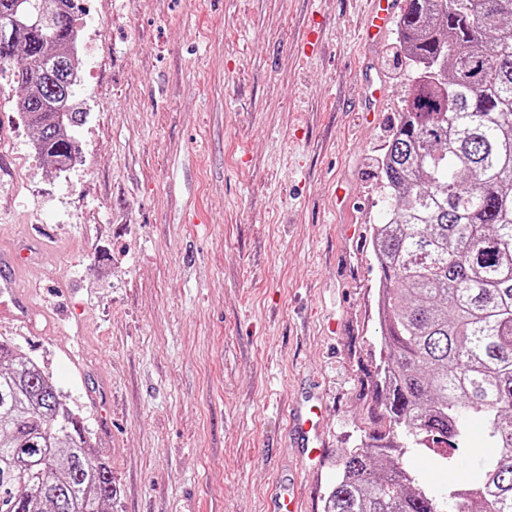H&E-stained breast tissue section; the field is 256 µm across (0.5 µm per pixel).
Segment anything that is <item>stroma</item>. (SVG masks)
Segmentation results:
<instances>
[{
  "instance_id": "35a3bbf8",
  "label": "stroma",
  "mask_w": 512,
  "mask_h": 512,
  "mask_svg": "<svg viewBox=\"0 0 512 512\" xmlns=\"http://www.w3.org/2000/svg\"><path fill=\"white\" fill-rule=\"evenodd\" d=\"M79 2L69 170L34 153L0 74V250L27 255L43 310L0 340L83 418L110 512H267L282 483L323 512L382 400L371 233L414 83L398 34L361 42L364 0ZM366 69L386 84L370 121ZM296 398L322 413L313 460Z\"/></svg>"
}]
</instances>
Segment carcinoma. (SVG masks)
Masks as SVG:
<instances>
[{
    "label": "carcinoma",
    "mask_w": 512,
    "mask_h": 512,
    "mask_svg": "<svg viewBox=\"0 0 512 512\" xmlns=\"http://www.w3.org/2000/svg\"><path fill=\"white\" fill-rule=\"evenodd\" d=\"M41 27L0 0V71L40 159L76 160L86 114L72 0H30ZM400 48L415 67L381 160L385 218L373 227L385 426L337 462L324 512H512V0H406ZM478 419L481 439L471 437ZM451 445L477 462L446 489L400 466ZM112 471L39 365L0 342V512H104Z\"/></svg>",
    "instance_id": "1"
}]
</instances>
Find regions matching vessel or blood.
<instances>
[{
  "mask_svg": "<svg viewBox=\"0 0 512 512\" xmlns=\"http://www.w3.org/2000/svg\"><path fill=\"white\" fill-rule=\"evenodd\" d=\"M368 25L365 39L373 43L381 39L401 5V0H368ZM25 268L22 257L11 251L0 252V318L27 327H35L38 306L33 302L29 289L21 284ZM295 432L309 437L311 448H318L320 433L305 409H297L291 417Z\"/></svg>",
  "mask_w": 512,
  "mask_h": 512,
  "instance_id": "vessel-or-blood-1",
  "label": "vessel or blood"
}]
</instances>
